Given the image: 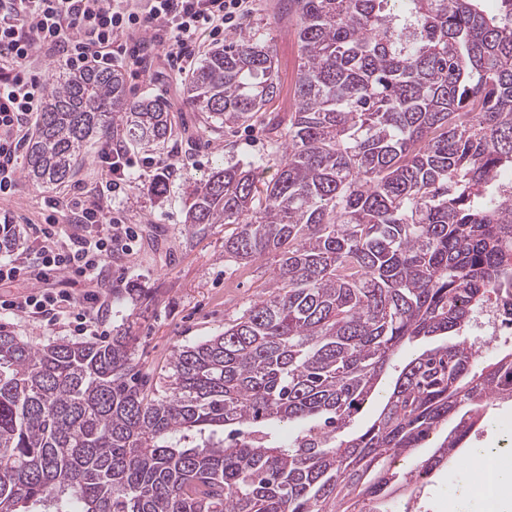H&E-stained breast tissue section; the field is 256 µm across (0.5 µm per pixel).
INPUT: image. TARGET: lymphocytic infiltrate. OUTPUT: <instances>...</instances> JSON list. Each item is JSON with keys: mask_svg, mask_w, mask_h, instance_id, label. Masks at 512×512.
<instances>
[{"mask_svg": "<svg viewBox=\"0 0 512 512\" xmlns=\"http://www.w3.org/2000/svg\"><path fill=\"white\" fill-rule=\"evenodd\" d=\"M255 0H0V200L19 186V155L46 86L39 63L74 71L118 64L131 76L152 81L151 55L170 70L190 72L197 38H224L254 10ZM99 190L70 197H44L43 223L28 230L39 244L35 265L0 260V313L50 325L65 323L84 335L96 324L98 292L112 277V257L129 252L136 233L114 221L110 200L130 189V174L149 166L121 144H105L98 154ZM78 227L60 239V218ZM37 288L23 290L25 281ZM81 293H74L75 285Z\"/></svg>", "mask_w": 512, "mask_h": 512, "instance_id": "1", "label": "lymphocytic infiltrate"}]
</instances>
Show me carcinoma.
<instances>
[{"mask_svg": "<svg viewBox=\"0 0 512 512\" xmlns=\"http://www.w3.org/2000/svg\"><path fill=\"white\" fill-rule=\"evenodd\" d=\"M296 19L293 110L274 177L213 172L192 230L234 224L224 257L280 256L266 292L224 331L141 374L132 338L37 346L0 326V512H396L458 457L512 351L483 367L466 333L512 297V0H284ZM184 93L212 125H244L280 95L269 45L210 50ZM118 128L146 147L170 110L131 100L117 68L65 72L23 168L69 180ZM379 414L348 427L403 349ZM289 426L285 436L276 434ZM419 448L427 458L411 460ZM407 462L399 466V461Z\"/></svg>", "mask_w": 512, "mask_h": 512, "instance_id": "cac0c4a2", "label": "carcinoma"}]
</instances>
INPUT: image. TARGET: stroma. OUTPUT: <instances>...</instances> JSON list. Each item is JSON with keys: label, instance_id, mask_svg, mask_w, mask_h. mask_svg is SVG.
<instances>
[{"label": "stroma", "instance_id": "35a3bbf8", "mask_svg": "<svg viewBox=\"0 0 512 512\" xmlns=\"http://www.w3.org/2000/svg\"><path fill=\"white\" fill-rule=\"evenodd\" d=\"M258 38L272 47L281 83L273 109L288 115L299 61L294 26L282 12L279 0H256L252 15L240 29L224 34L225 42ZM156 77L146 84L128 80L131 98L155 97L171 106L175 130L160 146L142 148L158 166H171L162 197L138 188L112 200L113 216L136 231L133 250L112 261V284L102 291L103 321L110 335L135 336L134 359L141 370L156 377L168 368L173 350L191 345L223 330L265 289L278 262L269 254L242 266L224 257V239L230 224H211L199 233L185 226L188 192L214 169L249 165L261 179H271L283 155L281 145L263 121L249 125H209L181 93L182 77L162 60H155ZM43 189L21 180L15 195L0 201V225L21 230L19 250L34 251L24 237L27 225L43 220ZM512 442V401L498 402L489 410L480 430L472 434L471 448H503ZM412 512H485L479 501L461 486L456 464L438 470Z\"/></svg>", "mask_w": 512, "mask_h": 512}]
</instances>
